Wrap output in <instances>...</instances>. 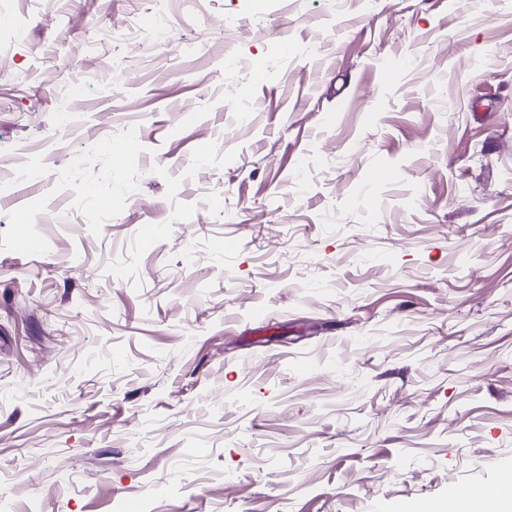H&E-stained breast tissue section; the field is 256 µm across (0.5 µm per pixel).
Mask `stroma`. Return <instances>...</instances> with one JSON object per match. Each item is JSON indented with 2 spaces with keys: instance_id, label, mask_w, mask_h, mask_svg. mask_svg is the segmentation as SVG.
<instances>
[{
  "instance_id": "obj_1",
  "label": "stroma",
  "mask_w": 512,
  "mask_h": 512,
  "mask_svg": "<svg viewBox=\"0 0 512 512\" xmlns=\"http://www.w3.org/2000/svg\"><path fill=\"white\" fill-rule=\"evenodd\" d=\"M131 25L0 0V172L50 158L0 200V512H408L512 468V0H172L111 92Z\"/></svg>"
}]
</instances>
